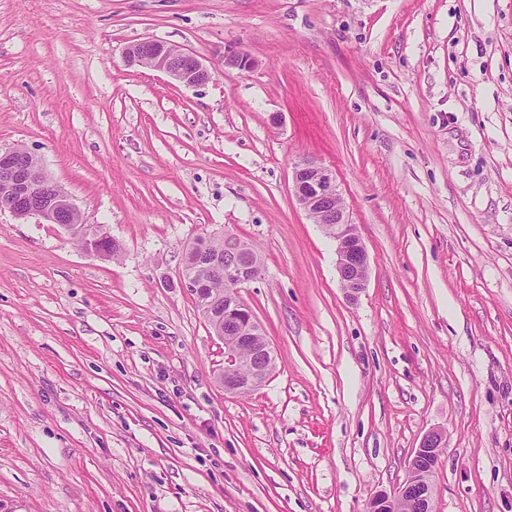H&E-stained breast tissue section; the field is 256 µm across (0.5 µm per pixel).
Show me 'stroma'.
Segmentation results:
<instances>
[{
    "instance_id": "35a3bbf8",
    "label": "stroma",
    "mask_w": 512,
    "mask_h": 512,
    "mask_svg": "<svg viewBox=\"0 0 512 512\" xmlns=\"http://www.w3.org/2000/svg\"><path fill=\"white\" fill-rule=\"evenodd\" d=\"M145 39L210 81L129 65ZM14 147L121 252L0 208V512H368L436 429L434 512H512V0H0ZM303 158L368 253L356 300ZM213 234L263 259L247 395L181 277ZM296 201L313 224L336 245V268L347 297L355 299L366 287L369 277L367 251L349 219L335 172L310 159L296 162L292 171ZM110 238L111 236L106 231L104 226H95L92 230L87 231L84 234L85 246L84 249L96 255L97 257H102L104 259H109L110 254L106 251L112 249V257L117 256L119 252V246L112 240H101L100 244L102 247L106 249H99L94 246V241H98L102 238ZM225 246V236L222 238L201 237L197 239L189 252L186 254L182 272L187 271L189 267L195 263L197 255L202 251H206L210 254H220L224 258Z\"/></svg>"
}]
</instances>
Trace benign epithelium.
<instances>
[{
    "label": "benign epithelium",
    "mask_w": 512,
    "mask_h": 512,
    "mask_svg": "<svg viewBox=\"0 0 512 512\" xmlns=\"http://www.w3.org/2000/svg\"><path fill=\"white\" fill-rule=\"evenodd\" d=\"M127 62L159 71L175 82L188 87L209 82L211 72L203 62L187 49L164 41L143 40L126 50ZM251 59L234 49L224 52V67L247 70ZM292 186L296 201L309 219L317 224L336 245V268L340 285L347 297L355 299L366 287L369 277L367 251L349 219L335 172L310 159L296 162L292 171ZM0 197L7 200L6 208L14 216L25 219L38 216L46 224H56L69 234L84 233V249L98 257L110 254L94 246V242L109 237L102 226L86 230V224L77 206L64 188L52 182L39 161L22 147L0 150ZM201 275L183 276L193 296H202L209 277L222 275L230 285L235 300L224 311L227 327L216 325V335L224 341V374L222 383L229 393L250 391L264 385L275 369L274 349L252 309L240 298L239 288L257 278L259 258L243 266L235 260L218 257L199 261ZM249 365L242 374L239 364ZM445 435L430 431L408 461V478L392 495L380 494L374 500L383 506L408 505L411 512H433L435 486L433 477L437 466L423 468V463L440 457Z\"/></svg>",
    "instance_id": "benign-epithelium-1"
}]
</instances>
